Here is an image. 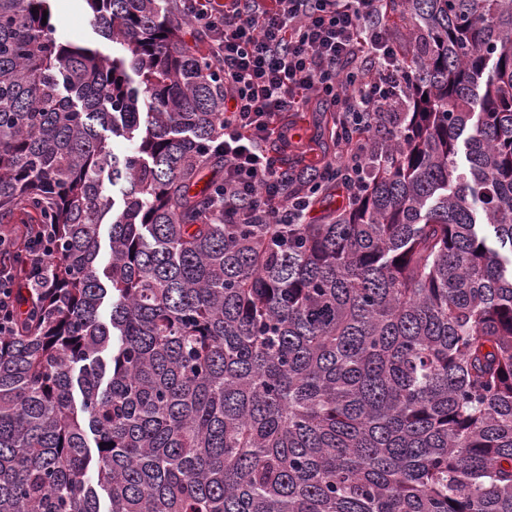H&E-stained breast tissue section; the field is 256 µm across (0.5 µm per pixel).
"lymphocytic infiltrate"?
<instances>
[{
	"mask_svg": "<svg viewBox=\"0 0 512 512\" xmlns=\"http://www.w3.org/2000/svg\"><path fill=\"white\" fill-rule=\"evenodd\" d=\"M206 34L224 79V221L299 224L309 185L260 147L275 117L318 98L336 113L338 151L319 172L355 196L369 144L402 120L411 63L400 58L384 0H179Z\"/></svg>",
	"mask_w": 512,
	"mask_h": 512,
	"instance_id": "1",
	"label": "lymphocytic infiltrate"
}]
</instances>
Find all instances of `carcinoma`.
<instances>
[{"label": "carcinoma", "instance_id": "cac0c4a2", "mask_svg": "<svg viewBox=\"0 0 512 512\" xmlns=\"http://www.w3.org/2000/svg\"><path fill=\"white\" fill-rule=\"evenodd\" d=\"M84 2L117 53L0 0V267L51 224L56 271L0 335V512H512V0H387L412 112L316 224L211 211L174 0Z\"/></svg>", "mask_w": 512, "mask_h": 512}]
</instances>
